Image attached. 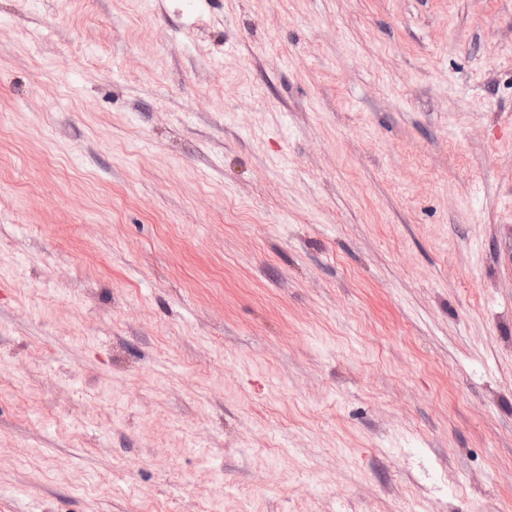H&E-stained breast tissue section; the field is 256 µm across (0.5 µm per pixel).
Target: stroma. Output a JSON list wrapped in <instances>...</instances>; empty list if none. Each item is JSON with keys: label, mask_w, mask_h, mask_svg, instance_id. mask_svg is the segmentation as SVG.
Here are the masks:
<instances>
[{"label": "stroma", "mask_w": 512, "mask_h": 512, "mask_svg": "<svg viewBox=\"0 0 512 512\" xmlns=\"http://www.w3.org/2000/svg\"><path fill=\"white\" fill-rule=\"evenodd\" d=\"M0 512H512V0H0Z\"/></svg>", "instance_id": "35a3bbf8"}]
</instances>
